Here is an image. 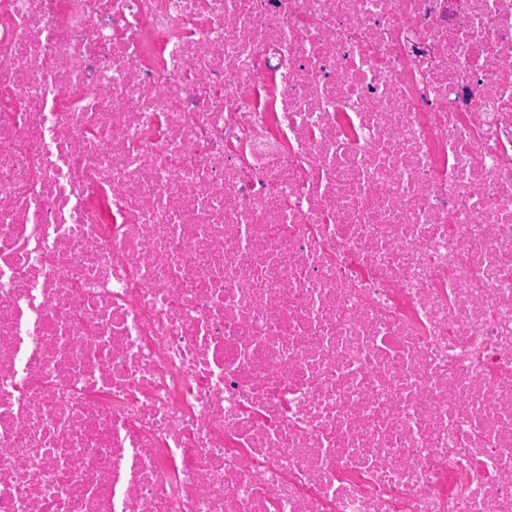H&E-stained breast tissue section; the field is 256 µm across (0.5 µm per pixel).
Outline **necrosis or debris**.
Segmentation results:
<instances>
[{"label":"necrosis or debris","mask_w":512,"mask_h":512,"mask_svg":"<svg viewBox=\"0 0 512 512\" xmlns=\"http://www.w3.org/2000/svg\"><path fill=\"white\" fill-rule=\"evenodd\" d=\"M0 512H512V0H0Z\"/></svg>","instance_id":"1"}]
</instances>
